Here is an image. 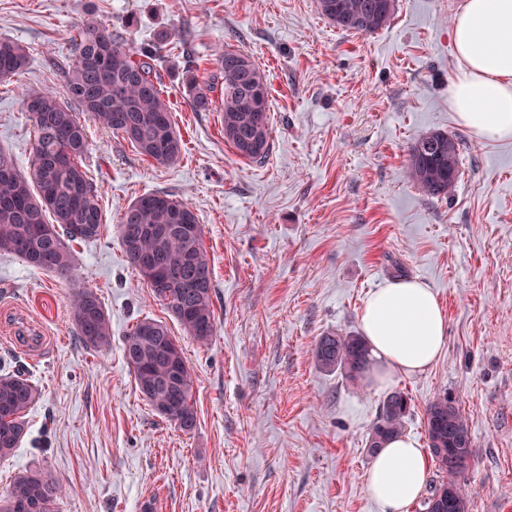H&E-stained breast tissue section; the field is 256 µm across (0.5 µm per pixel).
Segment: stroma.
<instances>
[{"mask_svg": "<svg viewBox=\"0 0 512 512\" xmlns=\"http://www.w3.org/2000/svg\"><path fill=\"white\" fill-rule=\"evenodd\" d=\"M396 2L385 27L348 34L317 0H0V37L29 52L23 72L0 82V150L21 171L34 147L23 95L65 96L60 66L84 22L111 25L130 48L168 34L158 75L185 142L178 162L159 165L87 122L82 165L100 189L103 228L72 242L75 281L0 254V364L39 389L28 435L0 462V497L39 469L62 486L59 512H381L365 488L366 442L401 390L412 400L404 432L422 443L427 404L456 397L473 439L470 512H512V137L477 139L448 106L459 0ZM225 46L267 78L272 149L261 163L240 159L218 110H194L186 91L188 61L215 73ZM432 132L459 141L445 198L427 197L407 168L410 143ZM159 191L192 206L211 259L206 346L120 246L122 209ZM399 278L427 283L444 309L433 367L382 387L321 369L318 338L360 333L365 299ZM76 282L107 311L106 350L79 338ZM144 319L167 325L183 350L192 432L141 398L123 359Z\"/></svg>", "mask_w": 512, "mask_h": 512, "instance_id": "35a3bbf8", "label": "stroma"}]
</instances>
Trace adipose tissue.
I'll list each match as a JSON object with an SVG mask.
<instances>
[{
	"label": "adipose tissue",
	"instance_id": "1",
	"mask_svg": "<svg viewBox=\"0 0 512 512\" xmlns=\"http://www.w3.org/2000/svg\"><path fill=\"white\" fill-rule=\"evenodd\" d=\"M458 73L448 91L457 119L481 140L512 136V0H460L451 23ZM371 376L426 372L446 344L444 311L431 288L397 279L372 292L361 310ZM427 453L413 438L390 440L365 476L382 512H408L424 490Z\"/></svg>",
	"mask_w": 512,
	"mask_h": 512
}]
</instances>
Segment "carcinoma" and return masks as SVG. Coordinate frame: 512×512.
Masks as SVG:
<instances>
[{"mask_svg": "<svg viewBox=\"0 0 512 512\" xmlns=\"http://www.w3.org/2000/svg\"><path fill=\"white\" fill-rule=\"evenodd\" d=\"M321 15L345 33L375 32L390 21L396 0H317ZM168 35L137 50L125 47L112 28L87 22L73 38L74 59L63 71L68 100L50 91L24 94L34 130L30 174L17 170L14 158L0 151L11 174H0V253L14 254L29 266L73 278L70 243L99 236L103 226L100 192L79 165L87 149L88 116L99 126L121 135L140 155L160 165L182 156L184 144L175 130L155 61L162 57ZM28 51L16 40L0 37V80L22 71ZM224 141L246 161L260 162L271 149L270 109L256 110L245 84L268 94L265 73L252 56L226 48L217 58ZM187 89L193 107L206 111L212 103L208 84H200L194 68ZM460 164L456 138L433 132L408 148L409 172L421 190L444 198L453 189ZM182 224H198L192 207L167 193L139 197L124 208L118 235L127 261L142 276L152 296L170 310L186 335L200 345L214 334L213 274L200 230L184 236ZM73 321L84 344L105 349L111 344L110 319L96 293L73 285ZM123 355L133 370L143 399L161 416L190 433L197 424L194 380L180 346L158 321L138 322L126 337ZM317 365L340 371L352 381L363 377L368 349L356 334H327L314 347ZM38 390L20 371L0 374V458L11 455L28 433L25 418ZM411 399L400 391L384 399L379 420L367 440L373 455L402 434ZM428 447L438 479L423 500L424 512H469V489L460 476L469 468L472 439L459 403L443 394L426 408ZM61 486L40 471L14 478L0 512L38 497L39 512H55Z\"/></svg>", "mask_w": 512, "mask_h": 512, "instance_id": "carcinoma-1", "label": "carcinoma"}]
</instances>
